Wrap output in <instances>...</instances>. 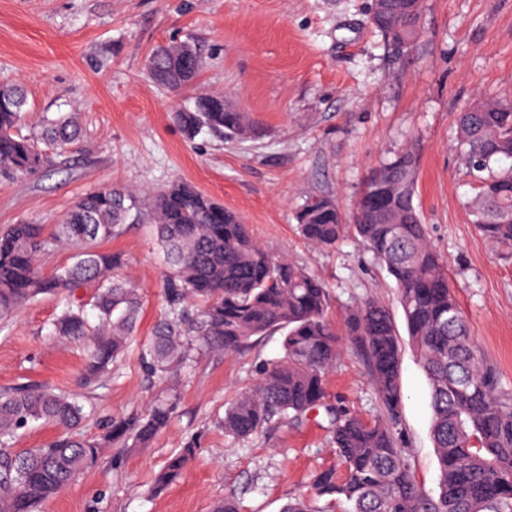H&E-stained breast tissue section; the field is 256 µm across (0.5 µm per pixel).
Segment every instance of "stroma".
I'll list each match as a JSON object with an SVG mask.
<instances>
[{"label": "stroma", "instance_id": "35a3bbf8", "mask_svg": "<svg viewBox=\"0 0 512 512\" xmlns=\"http://www.w3.org/2000/svg\"><path fill=\"white\" fill-rule=\"evenodd\" d=\"M371 0H0V83L28 98L23 132L44 116L78 113L79 140L39 176L0 183V231L22 221L59 224L87 192L155 191L182 179L224 203L255 239L320 277L329 319L345 331L349 309L368 300L404 318L395 283L353 236L331 248L304 240L294 219L305 198L333 196L352 213L370 168L408 146L419 150L415 202L447 260L448 283L485 360L512 390V259L479 237L466 207L474 182L456 142V116L476 97L512 96V0H424L422 33L395 53L371 27ZM192 40L202 58L196 86L155 85L146 61L158 46ZM202 92L223 93L259 129L227 142L187 140L173 112ZM142 214L100 242L123 255L120 274L143 296L136 346L91 387L80 382L81 344L53 335L60 307L43 297L0 321V391L46 384L75 394L81 430L144 411L164 390L149 382L137 346L166 312L168 270L156 231ZM280 335L240 354L202 352L173 378L180 404L151 447L108 449L38 512H212L234 494L241 512H280L306 494L315 472L339 467L322 418L281 424L242 443L225 437L224 408L279 358ZM403 405L397 430L404 457L427 494L438 491L429 387L415 351L403 345ZM330 400L366 420L381 417L366 365L344 347L326 378ZM198 451L162 495L147 489L167 457Z\"/></svg>", "mask_w": 512, "mask_h": 512}]
</instances>
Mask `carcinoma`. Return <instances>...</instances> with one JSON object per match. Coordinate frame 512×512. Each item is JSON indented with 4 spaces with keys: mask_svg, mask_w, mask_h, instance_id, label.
<instances>
[{
    "mask_svg": "<svg viewBox=\"0 0 512 512\" xmlns=\"http://www.w3.org/2000/svg\"><path fill=\"white\" fill-rule=\"evenodd\" d=\"M402 9L377 29L397 49L421 34L422 0H400ZM202 67L196 46L174 42L149 57V78L179 92L192 86ZM27 105L22 90L0 84V179L38 175L55 165L58 151L79 135L78 117L60 114L41 130L17 132ZM190 137L205 131L225 141L250 137L253 125L224 95L202 93L173 113ZM457 139L469 175L477 181L469 201L480 237L512 256V112L499 99H478L456 116ZM419 152L410 146L373 167L351 216L331 196L312 197L296 211L300 234L330 248L349 231L394 279L409 342L429 385L431 438L438 465V493L430 496L403 458L394 426L401 417V343L389 310L367 301L349 310L346 336L367 363L384 419L369 421L331 403L325 377L341 352L328 320L325 284L285 256L258 243L249 225L224 203L192 184L176 181L151 194V220L171 265L163 288L168 318L141 345V360L159 379L190 365L196 351L236 353L279 333L283 356L263 366L256 386L225 409L224 434L245 440L273 426L299 424L323 411L332 446L344 465L311 480L312 497L344 500L350 512H512V393L481 357L470 325L448 284L447 263L428 240L414 203ZM139 211L138 196L118 189L86 194L53 231L21 222L0 233V320L40 296L63 303L52 331L90 338L86 383L117 363L136 330L142 298L114 276L118 253L95 244L119 233ZM86 248L69 268L45 273L38 257L73 244ZM93 283L91 324L74 288ZM180 396L174 389L142 414L114 417L106 431L87 437L86 417L74 394L47 386L0 393V512H36L110 447L131 450L150 443L169 424ZM55 424L60 434L39 448L12 450L20 431L34 422ZM196 449L172 455L149 495H161L179 479Z\"/></svg>",
    "mask_w": 512,
    "mask_h": 512,
    "instance_id": "1",
    "label": "carcinoma"
}]
</instances>
